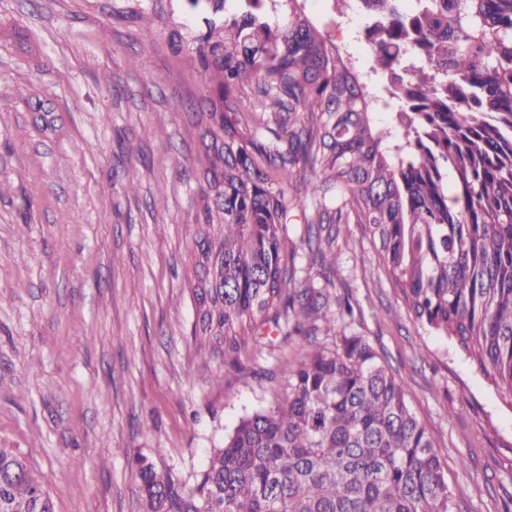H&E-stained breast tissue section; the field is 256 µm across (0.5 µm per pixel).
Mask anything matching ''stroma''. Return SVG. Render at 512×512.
Masks as SVG:
<instances>
[{"mask_svg": "<svg viewBox=\"0 0 512 512\" xmlns=\"http://www.w3.org/2000/svg\"><path fill=\"white\" fill-rule=\"evenodd\" d=\"M245 9L0 0V446L21 453L56 512H142L138 457L193 486L297 355L251 345L236 371L191 340L208 102L179 46ZM137 55L148 69L131 66ZM336 251L332 280L309 275L350 303L348 333L406 386L459 512H505L512 401L413 319L362 225H342Z\"/></svg>", "mask_w": 512, "mask_h": 512, "instance_id": "obj_1", "label": "stroma"}]
</instances>
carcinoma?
I'll list each match as a JSON object with an SVG mask.
<instances>
[{
  "label": "carcinoma",
  "mask_w": 512,
  "mask_h": 512,
  "mask_svg": "<svg viewBox=\"0 0 512 512\" xmlns=\"http://www.w3.org/2000/svg\"><path fill=\"white\" fill-rule=\"evenodd\" d=\"M247 2L191 54L216 99L203 176L224 172L223 187H199L194 256L211 284L192 289V338L229 366L296 336L299 357L284 396L240 419L192 493L136 460L143 512H456L405 386L346 333L349 302L302 276L283 225L301 212L308 262L325 270L340 225H363L407 311L512 400V0H334L368 19L363 71L306 0L275 28ZM0 512H55L12 448Z\"/></svg>",
  "instance_id": "carcinoma-1"
}]
</instances>
